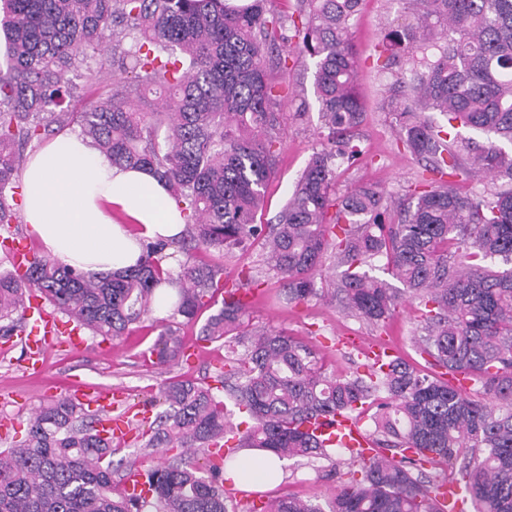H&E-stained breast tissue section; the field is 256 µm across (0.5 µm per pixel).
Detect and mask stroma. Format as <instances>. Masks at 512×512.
I'll use <instances>...</instances> for the list:
<instances>
[{"label":"stroma","instance_id":"1","mask_svg":"<svg viewBox=\"0 0 512 512\" xmlns=\"http://www.w3.org/2000/svg\"><path fill=\"white\" fill-rule=\"evenodd\" d=\"M402 0H362L352 21L353 44L360 57L359 90L366 119L358 130L361 155L354 163H342L336 170V193L345 195L351 189L370 184L397 200L409 194L422 171L421 164L402 146L394 120L384 105L392 80L384 69L377 47L388 26L407 22ZM288 77L294 89L304 90L309 103L306 115H297V100L286 101L285 126L277 145L278 171L270 183L258 222H273L286 203L294 182L310 155L320 146L318 104L313 94L314 67L311 60H289ZM276 284L267 280L256 290V303L245 323L252 329L283 328L295 338L313 347L328 373H365L366 359L353 348L339 344L342 336L359 337L361 343H383L393 355L407 360L420 370H428V357L411 343L417 335V304L411 300L399 303L394 316L375 326L346 317L337 303L316 299L293 305L276 299ZM151 328L135 329L128 336L106 340L84 333V346L74 350L62 345L52 350L44 362L42 373L29 370L20 337L0 342V417L15 424L18 434H25L28 418L51 400L67 395L75 386L97 388L109 385L122 389L126 404L138 409H153L159 398L160 383L169 378L188 377L213 383L224 369V344L200 338L199 329L186 327L184 338L196 360L164 367L154 365L144 352L156 340ZM353 468L345 451H336L333 460L294 458L282 462L277 484L265 487V497L296 495L327 506L336 493L337 472Z\"/></svg>","mask_w":512,"mask_h":512}]
</instances>
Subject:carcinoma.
<instances>
[{
    "mask_svg": "<svg viewBox=\"0 0 512 512\" xmlns=\"http://www.w3.org/2000/svg\"><path fill=\"white\" fill-rule=\"evenodd\" d=\"M0 0V250L11 260L10 225L26 150L71 124L112 165L146 168L168 187L185 219L176 241L186 259L173 272L159 238L140 242L133 269L94 276L32 253L19 270H0V338L20 331L29 291L48 311L95 336L131 326L158 331L155 364L183 358L180 331L211 314L200 335L224 341L218 385L169 380L165 409L136 426L139 448H210L236 432L237 450L198 467L188 453L139 467L147 495H130L112 456L120 444L90 410L62 396L35 412L26 435L0 452V512H228L224 474L243 467L242 450L278 459L331 458L336 445L302 429L336 413L360 419L377 454L361 477L340 483L328 509L282 497L245 512H436L425 467H458L474 512H512V0H405L413 17L382 43L394 71L389 111L404 148L425 162L423 177L390 203L373 186L336 196V160L360 155L364 117L359 58L350 38L360 0H298L290 14L268 0ZM314 63L320 148L297 177L275 224H258L277 173L280 107L288 60ZM97 59L112 85L83 101L74 78ZM159 91L160 98L142 99ZM445 118L440 124L428 113ZM459 180L489 188L462 192ZM258 244L285 299H339L370 323L391 318L399 299L418 300L412 337L439 369L421 373L403 359L367 377L328 376L317 351L285 330H241L246 306L232 290L224 257ZM344 267L332 289L317 286L323 258ZM376 259L384 260L380 267ZM397 281L395 288L391 281ZM168 282L170 311H156ZM225 294L221 306L215 296ZM465 373L483 398L451 386ZM251 424L234 430L233 410ZM420 448L426 455L408 457Z\"/></svg>",
    "mask_w": 512,
    "mask_h": 512,
    "instance_id": "obj_1",
    "label": "carcinoma"
}]
</instances>
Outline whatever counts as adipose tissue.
<instances>
[{"instance_id": "adipose-tissue-1", "label": "adipose tissue", "mask_w": 512, "mask_h": 512, "mask_svg": "<svg viewBox=\"0 0 512 512\" xmlns=\"http://www.w3.org/2000/svg\"><path fill=\"white\" fill-rule=\"evenodd\" d=\"M23 216L44 252L87 273L136 264L140 239L173 238L184 217L163 181L125 170L83 137L61 134L23 173Z\"/></svg>"}]
</instances>
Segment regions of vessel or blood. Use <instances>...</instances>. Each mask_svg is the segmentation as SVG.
Listing matches in <instances>:
<instances>
[{"instance_id": "obj_1", "label": "vessel or blood", "mask_w": 512, "mask_h": 512, "mask_svg": "<svg viewBox=\"0 0 512 512\" xmlns=\"http://www.w3.org/2000/svg\"><path fill=\"white\" fill-rule=\"evenodd\" d=\"M26 327L23 331L24 341L32 360L31 368L41 371L43 368L39 358L50 348L54 347L60 338H67L74 348H82L84 341L78 332L69 331L59 320L53 319L46 313L44 303L38 295H30L24 308ZM115 389L100 388L87 394L81 391L71 392V399L93 407L101 418L100 427L105 432L113 433L115 437H122L127 432L124 417L113 415V399ZM307 431L316 436L326 438L328 443L336 444L350 450L352 456L358 460H366L374 454V444L363 431L358 419L348 414L337 415L334 423L328 424L318 419L307 422ZM466 497L460 485L440 482L435 493V505L439 512H446L448 506H462Z\"/></svg>"}]
</instances>
